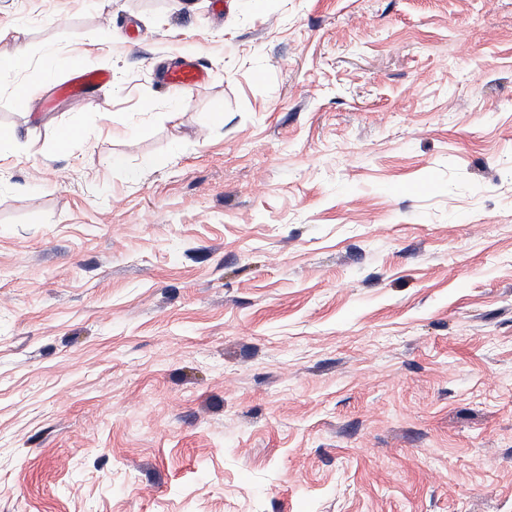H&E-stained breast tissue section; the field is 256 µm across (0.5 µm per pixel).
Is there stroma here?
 I'll return each mask as SVG.
<instances>
[{"label":"stroma","instance_id":"35a3bbf8","mask_svg":"<svg viewBox=\"0 0 512 512\" xmlns=\"http://www.w3.org/2000/svg\"><path fill=\"white\" fill-rule=\"evenodd\" d=\"M223 3L0 0V512H512V0ZM72 73L67 84L71 97L79 102H87V92L91 88H99L110 81V76L77 61L71 64ZM208 74L199 65L182 62L169 68L163 77L164 84L173 88L197 87L206 83Z\"/></svg>","mask_w":512,"mask_h":512}]
</instances>
